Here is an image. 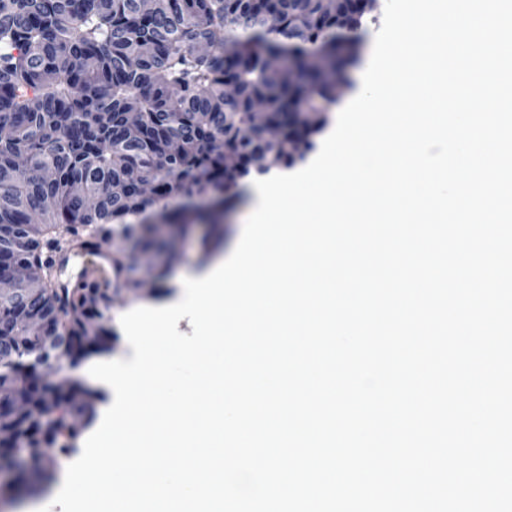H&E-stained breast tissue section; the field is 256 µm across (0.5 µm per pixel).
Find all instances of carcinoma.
<instances>
[{
  "label": "carcinoma",
  "instance_id": "obj_1",
  "mask_svg": "<svg viewBox=\"0 0 512 512\" xmlns=\"http://www.w3.org/2000/svg\"><path fill=\"white\" fill-rule=\"evenodd\" d=\"M267 12L279 29L264 28ZM349 22L343 68L363 23L346 2L324 11L315 0H154L146 11L141 0H0V257L18 275L40 271L29 311L75 362L110 351L113 294L137 295L131 253L155 248L154 225L187 229L199 203L224 205L249 169L288 164V141H266L249 112L266 101L286 129L290 112L326 111L336 84L318 54L336 52ZM302 51L316 89L298 100L266 62ZM228 78L235 96H224ZM226 144L243 168L224 166ZM68 252L103 253L111 276L95 268L61 282ZM25 316L0 300V426L27 456L24 479L43 476L51 452L73 450V422L91 421L99 399L78 382L59 393L31 380L46 355L17 331ZM44 407L56 415L45 428Z\"/></svg>",
  "mask_w": 512,
  "mask_h": 512
}]
</instances>
